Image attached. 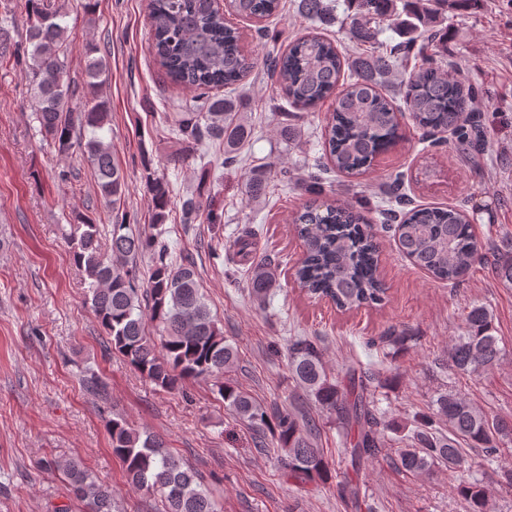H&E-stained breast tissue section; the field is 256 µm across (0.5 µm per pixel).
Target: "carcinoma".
<instances>
[{
	"instance_id": "carcinoma-1",
	"label": "carcinoma",
	"mask_w": 512,
	"mask_h": 512,
	"mask_svg": "<svg viewBox=\"0 0 512 512\" xmlns=\"http://www.w3.org/2000/svg\"><path fill=\"white\" fill-rule=\"evenodd\" d=\"M345 2L347 13L341 19L335 0H294L310 32L294 39L287 50L259 59L244 52L243 33L226 20L215 0H149L156 63L172 83L204 98L202 111L174 113L172 137L214 144L222 148L224 164L237 161L251 129L233 93L258 71L300 110L334 97L333 110L325 117L321 158L339 173L361 176L404 138L401 109L385 91L399 69V97L415 127L429 136L453 134L456 149L465 155L479 150L481 135L472 107L476 92L442 71L448 27L436 25L437 18L468 9L477 0H401L400 11L396 0ZM233 9L240 16L263 19L280 11L281 0H234ZM61 18L56 0H25V39L12 43L0 31V57L23 55V78L32 94L37 131L58 154L78 153L90 163L97 193L111 208L110 252L104 250L96 219L88 215H76L68 233L75 263L88 281L91 307L106 333V351L163 391L176 390L187 379L213 382L227 409L257 432L258 443L271 436L288 476L299 485L324 484L336 471L319 443L326 425L332 424L342 433L343 455L350 457L356 473L395 442L399 447L389 463L404 473L423 474L437 465L455 473L465 465L494 464L504 485L512 488V449L507 447L512 417L492 415L458 390L438 392L428 414L388 420L371 389L375 373L350 366L345 382L333 379L317 342L308 336L288 340V367L317 412L301 405L270 413L247 390L224 379L238 363V350L224 339L211 315L194 261L186 255L174 257L162 232L147 234L126 223L125 176L110 144L98 136L111 121L109 101L95 96L83 110L71 106L79 87L68 75L67 26ZM338 21L360 48L352 57L315 32ZM386 26L399 41L380 40ZM84 75L83 87L91 92L105 81V59L95 44L87 48ZM218 87L228 89L227 94L213 92ZM206 179L202 174L198 193L182 200L180 223L212 221ZM270 179L269 166L246 172L248 199L266 198ZM145 184L151 194L152 226L158 228L171 212L167 183L148 171ZM390 194L400 210H379L380 230L392 233L417 268L455 284L484 258V245L463 211L413 204L398 176ZM293 222L304 243L294 277L307 294L342 311L384 301L377 230L364 206L312 202ZM147 253L153 268L145 284L138 259ZM494 268L499 282L512 287V238L501 240ZM247 277L253 301L264 305L276 285L277 267L263 259L247 269ZM408 341L394 331L382 339L393 354L406 350ZM500 355L492 314L483 305L472 306L448 348V368L480 375L493 369ZM108 429L112 455L122 464L128 484L160 496L166 512H223L196 472L171 453L162 437L135 428L119 415L108 421ZM46 469L65 476L82 512H112V488L81 462L51 459ZM454 490L467 512H490L489 492L481 480L462 478ZM338 494L345 508L359 512L364 498L359 482L343 479Z\"/></svg>"
}]
</instances>
